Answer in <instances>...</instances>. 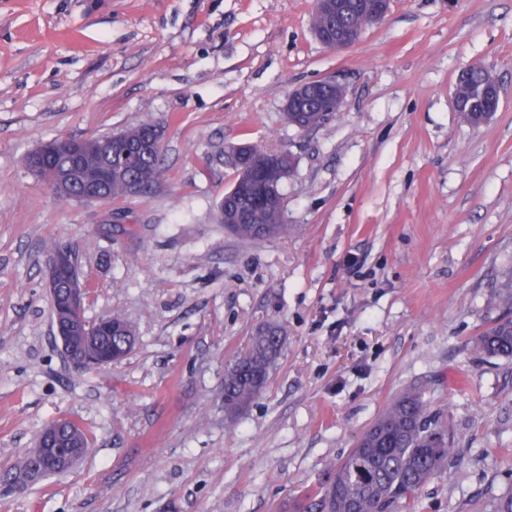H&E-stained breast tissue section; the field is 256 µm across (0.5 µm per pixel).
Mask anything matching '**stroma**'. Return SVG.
I'll list each match as a JSON object with an SVG mask.
<instances>
[{
    "mask_svg": "<svg viewBox=\"0 0 512 512\" xmlns=\"http://www.w3.org/2000/svg\"><path fill=\"white\" fill-rule=\"evenodd\" d=\"M314 0H0V512H296L404 390L459 439L410 512H490L512 490V358L478 352L512 271V0H392L349 49ZM497 111L462 123L460 73ZM338 110L290 125L299 85ZM161 126V174L107 203L58 198L24 165L55 138ZM249 141L294 158L286 233L249 245L214 208ZM72 249L85 317L135 344L75 369L55 334L52 247ZM277 324L267 388L224 419V369ZM69 419L70 470L14 475Z\"/></svg>",
    "mask_w": 512,
    "mask_h": 512,
    "instance_id": "35a3bbf8",
    "label": "stroma"
}]
</instances>
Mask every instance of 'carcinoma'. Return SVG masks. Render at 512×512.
Instances as JSON below:
<instances>
[{
	"label": "carcinoma",
	"mask_w": 512,
	"mask_h": 512,
	"mask_svg": "<svg viewBox=\"0 0 512 512\" xmlns=\"http://www.w3.org/2000/svg\"><path fill=\"white\" fill-rule=\"evenodd\" d=\"M348 7L334 15L314 12L312 30L330 25L362 30V0H346ZM484 71L470 68L458 79V91L464 101L459 117L476 125L487 112L482 94ZM341 96L322 92L300 104L308 114L307 128L319 126L328 111L339 107ZM146 126L138 125L112 134L119 146L138 154L135 169L112 164L107 200L149 190L160 174L161 148L146 152L142 148ZM101 138L83 140L87 166H107L108 158L100 148ZM237 159L227 162L235 172L231 188L216 205L218 223L244 244L276 236L285 229V198L281 184L260 177L259 167L266 159L257 146H235ZM494 305L505 309L477 337L475 344L488 356L512 357V277L493 297ZM283 349V337L277 328L267 325L251 337L247 353L229 363L224 370V413L235 416L266 387ZM456 447V437L431 415L418 390H407L379 414L360 434L353 448L336 468V473L315 495L308 512H398L419 495L425 484L448 467Z\"/></svg>",
	"instance_id": "1"
}]
</instances>
